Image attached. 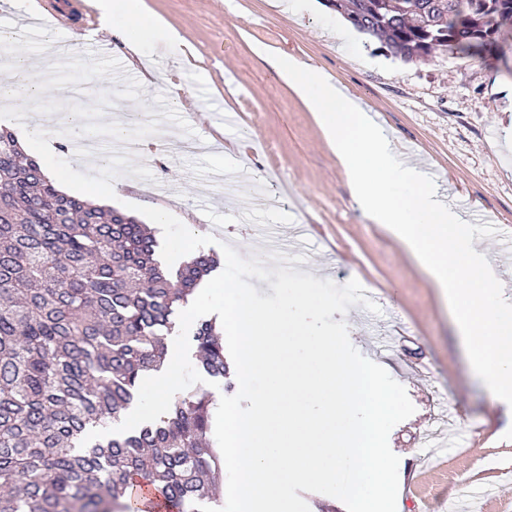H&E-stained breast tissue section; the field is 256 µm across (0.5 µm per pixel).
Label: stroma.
Segmentation results:
<instances>
[{
  "instance_id": "stroma-1",
  "label": "stroma",
  "mask_w": 512,
  "mask_h": 512,
  "mask_svg": "<svg viewBox=\"0 0 512 512\" xmlns=\"http://www.w3.org/2000/svg\"><path fill=\"white\" fill-rule=\"evenodd\" d=\"M193 51L173 58L147 50L143 71L130 69L118 35L98 37L107 57L87 55V28L67 33L32 27L22 9L0 0V27L19 33L14 55L34 57L58 42L72 53L40 92L45 112H84L74 84L100 83L108 101L92 121L109 138L111 113L128 116V139L145 148L137 160L113 154L85 163L63 150L59 124L23 107L56 143L40 158L79 185L111 184L109 207L125 203L172 212L191 231L215 236L203 253L222 256V243L243 255L268 238L290 241L299 224L312 231L298 271L342 285L357 279L380 314L350 307V340L365 358L386 365L407 390L414 414L396 425L389 445L400 458L397 512H512V412L497 403L471 370L454 317L417 262L352 196L313 112L277 78L259 49L322 69L372 111L392 140L427 171L452 181L473 214L493 216L496 235L478 239L496 277L512 281L502 256L512 253V26L486 58L439 52L406 63L376 39L353 32L336 39L342 16L323 0H144ZM239 122L218 127L217 113ZM403 323L396 351L375 353V328Z\"/></svg>"
}]
</instances>
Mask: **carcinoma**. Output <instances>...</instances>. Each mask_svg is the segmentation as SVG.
<instances>
[{"label":"carcinoma","mask_w":512,"mask_h":512,"mask_svg":"<svg viewBox=\"0 0 512 512\" xmlns=\"http://www.w3.org/2000/svg\"><path fill=\"white\" fill-rule=\"evenodd\" d=\"M499 0H337L359 32L406 63L433 51L482 57V32L512 22ZM145 224L58 190L0 130V512H133L128 490L152 484L175 512L217 505L221 467L206 395L109 440H82L135 403L159 370L175 310L217 265L194 256L172 274ZM210 377L228 374L215 323L193 336Z\"/></svg>","instance_id":"1"}]
</instances>
